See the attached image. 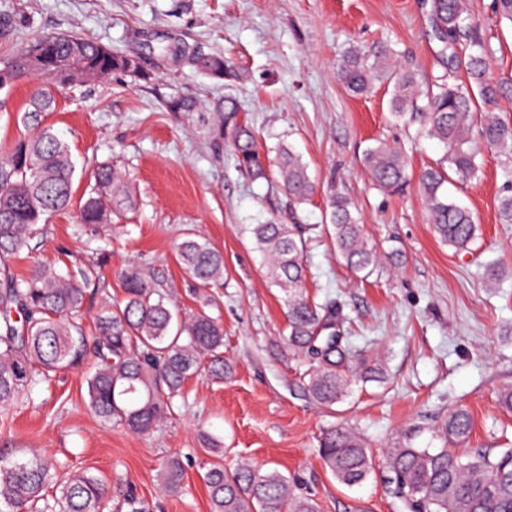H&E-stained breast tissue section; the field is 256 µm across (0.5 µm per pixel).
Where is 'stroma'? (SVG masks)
Returning <instances> with one entry per match:
<instances>
[{"mask_svg": "<svg viewBox=\"0 0 512 512\" xmlns=\"http://www.w3.org/2000/svg\"><path fill=\"white\" fill-rule=\"evenodd\" d=\"M466 7L480 23L492 81L512 79V21L494 0H466ZM50 33L140 56L152 75L145 82L117 72L58 92L47 118L77 162L75 197L91 168L110 161L127 174L135 207L93 240L79 234L76 207L55 213L32 255L11 260L12 270L25 275L35 261L74 269L105 250L110 274L88 283L80 317L89 332L107 299L121 295L114 270L141 265L182 311L220 320L230 370L220 383L190 380L145 437L90 413L85 370L58 373L0 416V451L90 470L116 503L132 492L154 512H210L207 433L223 440L225 466L279 470L319 512H408L387 488L383 453L409 436L426 447L449 408L468 409L474 422L462 452L512 448V413L498 401L512 387V224L498 214L512 194V157L488 148L474 178L449 176L445 191L478 226L470 251H454L435 234L417 180L443 146L419 136L418 123L391 117L386 82L353 96L337 78L348 47L384 43L391 66L414 72L424 86L438 80L448 58L434 36L431 0H0V59ZM184 45L224 54L241 79L212 80L180 65L173 50ZM36 86L31 78L15 82L0 112V150L22 135L16 115ZM178 93L234 98L262 147L285 144L301 154L315 195L296 205L278 183L242 174L230 145H216L195 118L166 111L165 100ZM379 141L408 164L403 191L387 193L370 180L362 155ZM336 192L353 203L382 256L370 274L348 269L325 232ZM274 218L306 225L309 294L336 303L343 345L380 369L330 408L307 392L312 360L285 342L283 294L248 231ZM189 232L223 252V282L202 287L180 267L175 249ZM490 266L499 271L491 287ZM335 426L359 433L377 464L362 485L340 484L319 454ZM173 454L186 475L182 492L169 496L159 468Z\"/></svg>", "mask_w": 512, "mask_h": 512, "instance_id": "obj_1", "label": "stroma"}]
</instances>
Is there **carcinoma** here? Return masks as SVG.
<instances>
[{"label": "carcinoma", "instance_id": "1", "mask_svg": "<svg viewBox=\"0 0 512 512\" xmlns=\"http://www.w3.org/2000/svg\"><path fill=\"white\" fill-rule=\"evenodd\" d=\"M432 10L443 45L469 42L451 55L453 69L463 71L469 83H457L448 74L424 90L413 73L394 70L389 76V106L396 120L421 115L424 134L444 145L442 159L421 171L419 184L435 233L461 252L470 249L478 225L443 190L447 170L465 178L478 171L479 149L471 136L476 124L484 145L512 154V123L476 112L477 98L512 97V84L489 79L485 49L474 40L477 24L465 15L463 0H432ZM387 55L384 47L346 51L338 64L345 88L353 95L367 93ZM179 56L210 79L236 76L222 54L183 49ZM114 72L145 82L151 79L128 55L69 34L44 35L0 61V109L18 78L43 81L28 108L17 116L33 134L19 138L9 154L0 157V413H7L27 390L51 381L62 370L81 366L91 356L93 371L86 378L89 409L106 424L148 435L183 393L186 381L202 374L224 380L223 326L204 311L179 314L144 268L129 265L118 273L121 297L96 317L93 335L88 336L75 318L84 303L85 285L106 265L105 256L75 273L36 265L22 280L7 264V258L30 247L42 223L72 203L75 164L64 141L45 123L54 93ZM165 107L175 113L197 112L202 123H210L191 96L173 95ZM209 111L218 117V122L210 123L214 141L231 139L241 172L253 180H276L297 203L315 194L316 184L302 158L284 145L273 155L261 150L249 127L238 121L234 100L220 98ZM362 161L381 190L397 192L407 181L404 157L384 142L367 148ZM91 178L93 185L80 200L77 216L80 232L93 236L99 226L112 223V216L135 203L129 180L116 165L98 164ZM328 208L327 230L338 256L357 273L372 270L379 252L366 238L351 202L334 193ZM250 233L271 284L284 295L288 348L316 361L306 373L309 395L324 406L342 401L355 378L364 379L374 369L363 358L352 360L348 349L336 343L335 309L315 302L306 292L304 228L269 221L251 225ZM177 260L204 287L224 279V255L193 233L177 245ZM471 431L469 413L458 407L448 412L439 437L459 446ZM203 442L216 458L204 475L211 512H317L313 499L298 495L295 484L279 471L262 472L247 465L228 470L222 441L205 433ZM320 448L332 476L345 486L361 484L374 469L366 443L350 428L330 429ZM383 465L391 493L410 512H512L511 449L499 455L487 450L461 455L446 446L416 448L409 441L387 449ZM160 476L164 492H181V458H166ZM48 488L53 489L50 496L45 494ZM0 512H112V505L103 480L87 469L62 474L44 455L11 459L0 453Z\"/></svg>", "mask_w": 512, "mask_h": 512}]
</instances>
